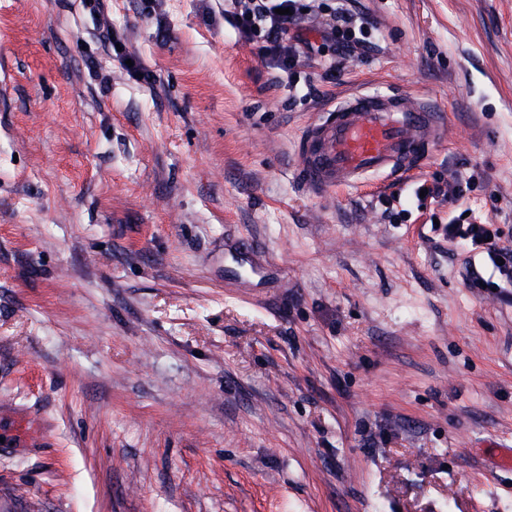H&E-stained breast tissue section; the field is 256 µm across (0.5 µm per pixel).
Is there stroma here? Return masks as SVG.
<instances>
[{
    "mask_svg": "<svg viewBox=\"0 0 512 512\" xmlns=\"http://www.w3.org/2000/svg\"><path fill=\"white\" fill-rule=\"evenodd\" d=\"M307 2L293 97L232 0H0V512H512V302L444 233L512 247V0ZM357 91L447 136L314 194Z\"/></svg>",
    "mask_w": 512,
    "mask_h": 512,
    "instance_id": "1",
    "label": "stroma"
}]
</instances>
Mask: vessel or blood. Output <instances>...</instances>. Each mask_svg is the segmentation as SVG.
Returning a JSON list of instances; mask_svg holds the SVG:
<instances>
[{
    "instance_id": "1",
    "label": "vessel or blood",
    "mask_w": 512,
    "mask_h": 512,
    "mask_svg": "<svg viewBox=\"0 0 512 512\" xmlns=\"http://www.w3.org/2000/svg\"><path fill=\"white\" fill-rule=\"evenodd\" d=\"M446 127L437 112L405 93H359L324 111L300 140L298 171L313 193L389 178L420 165Z\"/></svg>"
}]
</instances>
